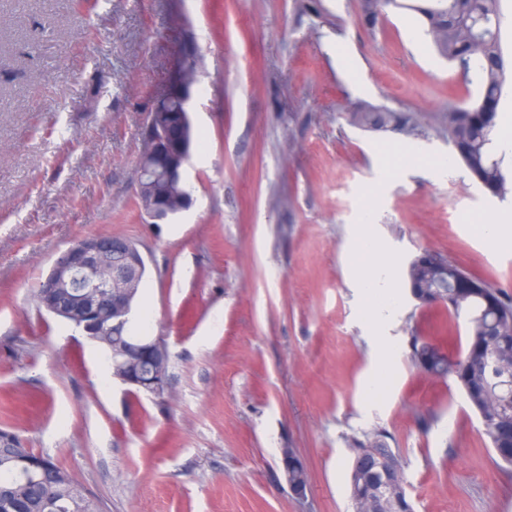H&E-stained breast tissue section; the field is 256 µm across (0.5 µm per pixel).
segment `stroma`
<instances>
[{"label": "stroma", "instance_id": "obj_1", "mask_svg": "<svg viewBox=\"0 0 512 512\" xmlns=\"http://www.w3.org/2000/svg\"><path fill=\"white\" fill-rule=\"evenodd\" d=\"M0 0V428L51 456L102 512H350L346 436L381 429L415 512H512L454 378L411 362L413 333L456 353L464 319L404 284L423 251L512 295V199L459 164L437 114L471 89L407 10L366 24L357 0ZM208 147L192 208L146 223L132 190L145 112L188 52ZM418 112L420 135L351 112ZM134 242L140 304L170 353L164 395L113 380L101 349L33 291L77 238ZM370 233L378 248L359 260ZM393 271L398 306L359 276ZM430 415L421 426L420 415ZM306 467L295 499L280 451Z\"/></svg>", "mask_w": 512, "mask_h": 512}]
</instances>
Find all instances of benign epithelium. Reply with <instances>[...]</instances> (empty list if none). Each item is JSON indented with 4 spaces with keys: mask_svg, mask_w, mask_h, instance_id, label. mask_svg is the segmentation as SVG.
I'll return each instance as SVG.
<instances>
[{
    "mask_svg": "<svg viewBox=\"0 0 512 512\" xmlns=\"http://www.w3.org/2000/svg\"><path fill=\"white\" fill-rule=\"evenodd\" d=\"M195 81L193 69L186 68L165 97L146 113L140 129L142 155L134 192L136 199L149 206L150 224H164L168 215H178L192 204L185 192L159 201L154 187L159 175L173 186L185 183L192 125L189 96ZM144 269L145 259L130 240L112 234L82 237L54 260L41 283V300L46 310L90 340L112 333V345L106 347L112 359V377L161 394L170 362L166 346L151 336H126L136 319L134 298ZM468 356L480 358L482 364L497 362L477 336L468 340ZM280 463L293 497L304 499L310 485L297 480L304 465L294 449H281Z\"/></svg>",
    "mask_w": 512,
    "mask_h": 512,
    "instance_id": "1",
    "label": "benign epithelium"
}]
</instances>
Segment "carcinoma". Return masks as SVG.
<instances>
[{
    "mask_svg": "<svg viewBox=\"0 0 512 512\" xmlns=\"http://www.w3.org/2000/svg\"><path fill=\"white\" fill-rule=\"evenodd\" d=\"M502 0H359L361 13L375 8H406L420 19L422 33L433 51L468 85L477 87L476 96L461 105L451 106L436 117L460 152L455 159L463 166L484 172L496 196L512 195V147L497 135L502 96L512 80V58L502 48L504 14ZM354 124L374 129H389L408 137L421 128L416 112H390L370 108L352 116ZM462 273L472 287L462 289L465 297L452 294L451 279ZM405 281L419 280L433 294L441 295V306L456 316L465 317L467 335L476 334L500 351L507 370H490L468 364L455 379L471 410L485 422L497 457L504 469L512 468V296L489 282L461 271L437 255L433 266H408ZM500 295L498 309L485 310L483 296ZM412 362L435 377L448 376V355L442 345L412 337ZM13 445L0 446V512H101L99 501L81 486L74 476L48 456H40L43 471L17 473L15 459L30 455L16 433L1 429ZM351 468L348 492L352 512H413V505L403 487L394 488L386 481L390 471H402L405 462L399 450L385 442L382 431L364 432L348 439Z\"/></svg>",
    "mask_w": 512,
    "mask_h": 512,
    "instance_id": "cac0c4a2",
    "label": "carcinoma"
}]
</instances>
